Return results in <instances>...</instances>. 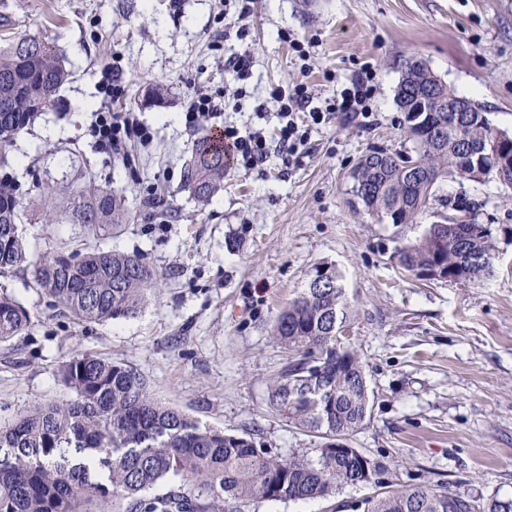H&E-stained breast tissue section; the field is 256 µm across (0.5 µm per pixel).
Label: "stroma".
<instances>
[{"label":"stroma","mask_w":512,"mask_h":512,"mask_svg":"<svg viewBox=\"0 0 512 512\" xmlns=\"http://www.w3.org/2000/svg\"><path fill=\"white\" fill-rule=\"evenodd\" d=\"M225 0H0V38L50 39L68 59L69 83L19 130L0 157L16 186L20 229L32 250L96 246L139 252L160 274L130 318L77 321L29 273L0 276L25 307L21 336L0 345V423L69 399L61 365L76 354L136 369L151 394L201 424L253 438L270 452L314 454V434L269 405L288 353L274 342L278 312L319 265L335 267L351 305L345 330L374 392L350 441L376 462L372 482L326 499L254 500L240 512H363L385 488L430 487L478 502L512 499V187L453 178L442 193L478 203L495 245L478 282L424 280L395 252L424 225L459 212L434 204L418 224H379L351 205L350 174L374 147L397 150L401 70L415 57L457 95L479 101L512 133V0H252L245 36ZM291 31L298 53L282 39ZM248 50V78L226 84L224 57ZM374 76L372 115L335 113L306 129L299 159L279 153L255 168L231 165L224 189L201 206L184 184L197 132L221 126L273 136L270 92L306 85L325 107L362 72ZM120 85L105 91L104 73ZM167 88L163 104H149ZM225 100L220 117L185 125L196 93ZM132 112L154 140L108 155L89 129L99 112ZM93 174L126 196L129 219L107 239L88 227L43 223L41 204L62 183ZM158 187L161 206L147 190Z\"/></svg>","instance_id":"stroma-1"}]
</instances>
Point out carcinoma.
I'll list each match as a JSON object with an SVG mask.
<instances>
[{
    "instance_id": "carcinoma-1",
    "label": "carcinoma",
    "mask_w": 512,
    "mask_h": 512,
    "mask_svg": "<svg viewBox=\"0 0 512 512\" xmlns=\"http://www.w3.org/2000/svg\"><path fill=\"white\" fill-rule=\"evenodd\" d=\"M71 77L51 42L19 35L0 45V149L15 132L49 108ZM440 88L445 104L419 112L423 96ZM459 98L421 59L404 63L395 100L405 115L402 132L412 148L363 155L355 168L352 206L377 222L415 224L438 200L450 177L489 181L499 155L483 149L496 128L482 105L450 112ZM224 150L202 133L194 138L185 184L202 205L224 189ZM45 219L57 211L101 238L127 222L125 195L87 181L61 187L45 202ZM16 190L0 182V273L23 267L55 305L83 322L136 315L158 282V272L138 252L36 253L19 224ZM470 221L429 224L398 250L408 271L444 266L459 281L489 274L490 234ZM320 288L304 286L279 312L273 339L290 361L270 387L269 403L288 423L322 439L314 456L273 454L246 436L203 426L158 403L143 376L109 358L77 354L60 376L73 398L39 405L0 425V512H112L114 500L134 512H225L228 503L327 498L361 482L378 465L364 454L336 453L368 417L374 392L355 353L338 336L350 304L341 274ZM29 318L23 305L0 290V343L21 335ZM182 484L162 497L146 492L167 477ZM364 512H512V500L480 506L474 500L424 487L389 489L365 501Z\"/></svg>"
}]
</instances>
